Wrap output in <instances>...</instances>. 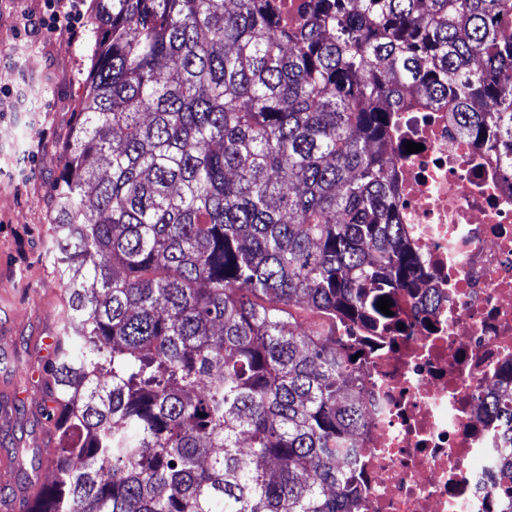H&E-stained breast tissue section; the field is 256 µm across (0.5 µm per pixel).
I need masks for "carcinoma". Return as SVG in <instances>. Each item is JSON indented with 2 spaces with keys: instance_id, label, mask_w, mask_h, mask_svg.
Returning <instances> with one entry per match:
<instances>
[{
  "instance_id": "1",
  "label": "carcinoma",
  "mask_w": 512,
  "mask_h": 512,
  "mask_svg": "<svg viewBox=\"0 0 512 512\" xmlns=\"http://www.w3.org/2000/svg\"><path fill=\"white\" fill-rule=\"evenodd\" d=\"M92 2L48 251L64 444L26 512H358L336 328L420 280L398 115L448 113L512 179V0Z\"/></svg>"
}]
</instances>
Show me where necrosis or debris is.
<instances>
[{
	"mask_svg": "<svg viewBox=\"0 0 512 512\" xmlns=\"http://www.w3.org/2000/svg\"><path fill=\"white\" fill-rule=\"evenodd\" d=\"M388 162L428 275L394 289L380 334L345 344L365 414L359 512H504L512 446L490 405L512 392V181L444 112L404 113Z\"/></svg>",
	"mask_w": 512,
	"mask_h": 512,
	"instance_id": "1",
	"label": "necrosis or debris"
}]
</instances>
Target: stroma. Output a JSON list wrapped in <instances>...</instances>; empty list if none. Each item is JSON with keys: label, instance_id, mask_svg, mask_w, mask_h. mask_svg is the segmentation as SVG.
<instances>
[{"label": "stroma", "instance_id": "obj_1", "mask_svg": "<svg viewBox=\"0 0 512 512\" xmlns=\"http://www.w3.org/2000/svg\"><path fill=\"white\" fill-rule=\"evenodd\" d=\"M43 0H0V503L28 484L23 448L58 446L44 394L65 287L47 257L66 148L80 121L94 35L25 27Z\"/></svg>", "mask_w": 512, "mask_h": 512}]
</instances>
